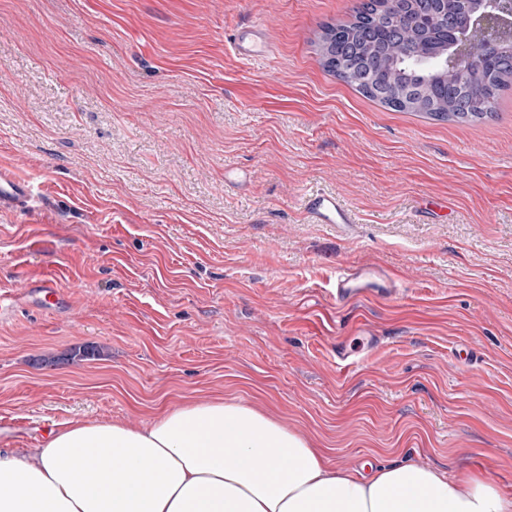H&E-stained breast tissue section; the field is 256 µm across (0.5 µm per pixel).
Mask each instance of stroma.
I'll return each mask as SVG.
<instances>
[{"mask_svg":"<svg viewBox=\"0 0 512 512\" xmlns=\"http://www.w3.org/2000/svg\"><path fill=\"white\" fill-rule=\"evenodd\" d=\"M361 0H0V451L63 422L252 406L337 467L406 454L512 494V88L492 117L396 112L327 72ZM253 23L270 55L227 39ZM353 225L316 224L309 193ZM395 275L336 305L338 265ZM67 303L21 298L18 267ZM374 336L352 368L336 342ZM93 344L101 357L44 366ZM480 348L461 363L456 350ZM34 200V186L0 167V213L28 209ZM306 210L316 224H354L352 212L335 194L312 193L306 199Z\"/></svg>","mask_w":512,"mask_h":512,"instance_id":"1","label":"stroma"}]
</instances>
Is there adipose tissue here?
<instances>
[{
	"instance_id": "1",
	"label": "adipose tissue",
	"mask_w": 512,
	"mask_h": 512,
	"mask_svg": "<svg viewBox=\"0 0 512 512\" xmlns=\"http://www.w3.org/2000/svg\"><path fill=\"white\" fill-rule=\"evenodd\" d=\"M0 512H512V496L407 460L350 472L267 414L215 400L140 428L59 424L0 455Z\"/></svg>"
}]
</instances>
